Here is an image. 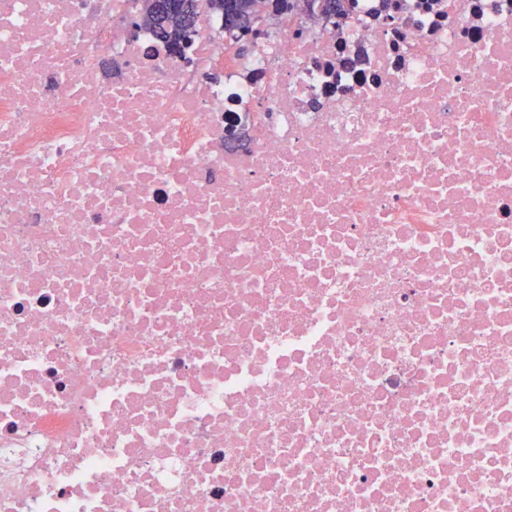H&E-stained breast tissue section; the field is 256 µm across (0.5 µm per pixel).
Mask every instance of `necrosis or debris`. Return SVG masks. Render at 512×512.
Segmentation results:
<instances>
[{"instance_id":"obj_1","label":"necrosis or debris","mask_w":512,"mask_h":512,"mask_svg":"<svg viewBox=\"0 0 512 512\" xmlns=\"http://www.w3.org/2000/svg\"><path fill=\"white\" fill-rule=\"evenodd\" d=\"M135 7L0 0V512H512V0ZM141 20L156 35L175 44L184 37L186 44L199 21V0H138ZM261 2L263 0H206L205 5L210 12L224 19V32L234 33L239 42L246 38L244 32L261 18V8L268 7L267 3ZM242 45L243 42H239L238 46Z\"/></svg>"}]
</instances>
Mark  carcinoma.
Returning <instances> with one entry per match:
<instances>
[{
  "instance_id": "carcinoma-1",
  "label": "carcinoma",
  "mask_w": 512,
  "mask_h": 512,
  "mask_svg": "<svg viewBox=\"0 0 512 512\" xmlns=\"http://www.w3.org/2000/svg\"><path fill=\"white\" fill-rule=\"evenodd\" d=\"M141 4V20L149 24L156 35L178 43L180 38L190 39L199 21V0H138ZM322 14L334 17L343 12L344 0H312ZM210 12L224 19V31L235 34L238 41L242 32L250 29L260 18L262 8L268 7L263 0H206Z\"/></svg>"
}]
</instances>
